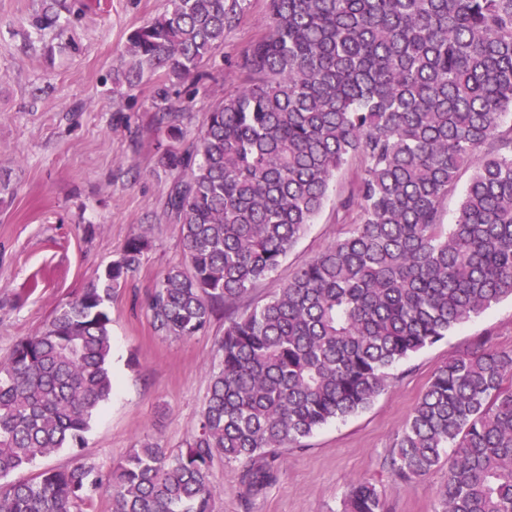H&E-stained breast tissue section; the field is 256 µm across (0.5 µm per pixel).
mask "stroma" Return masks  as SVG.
Here are the masks:
<instances>
[{
  "instance_id": "35a3bbf8",
  "label": "stroma",
  "mask_w": 512,
  "mask_h": 512,
  "mask_svg": "<svg viewBox=\"0 0 512 512\" xmlns=\"http://www.w3.org/2000/svg\"><path fill=\"white\" fill-rule=\"evenodd\" d=\"M64 35L29 33L26 20L42 0H0V360L37 332L62 304L80 293L127 242L149 247L137 271L113 298L109 368L114 387L95 415L81 451L61 449L16 472L70 467L77 458L110 468L134 444L160 443L184 451L199 428L210 377L219 364L224 320L206 332L175 339L157 332L147 299L171 267L186 264L178 225L163 215L170 181L159 166L155 125L160 74L113 85L129 34L164 14L170 0H67ZM269 0H244L239 23L205 66V78L169 92L187 109L197 132L211 105L240 84L243 52L260 36ZM356 168L340 170L328 201L287 258L257 283L250 301L268 298L349 227L336 215ZM512 349V301L503 300L456 327L444 340L394 366L387 388L365 410L330 422L304 447L255 457L271 479L250 493L244 467L215 462L214 512H341L350 486L376 485L388 512H440L445 472L435 469L414 485L395 477L393 438L436 369L472 349L477 340Z\"/></svg>"
}]
</instances>
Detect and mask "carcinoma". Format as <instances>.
<instances>
[{
  "label": "carcinoma",
  "instance_id": "1",
  "mask_svg": "<svg viewBox=\"0 0 512 512\" xmlns=\"http://www.w3.org/2000/svg\"><path fill=\"white\" fill-rule=\"evenodd\" d=\"M28 21L60 27L61 0ZM128 37L116 83L159 72L171 86L224 44L241 0H170ZM242 83L191 135L158 107L174 173L164 214L188 265L147 311L190 339L224 316L222 362L199 429L175 456L141 442L107 471L82 459L18 482L13 472L83 447L112 392L107 306L140 265L131 239L94 281L0 361V512H74L107 486L112 512H212L215 458L244 464L302 445L366 409L388 370L512 299V0H269ZM360 167L336 212L346 236L268 299L245 304L323 210L336 172ZM471 170L450 223L448 196ZM448 466L440 512H512V349L482 340L432 375L393 441L413 484ZM270 472L247 469L255 490ZM343 512H387L369 481Z\"/></svg>",
  "mask_w": 512,
  "mask_h": 512
}]
</instances>
